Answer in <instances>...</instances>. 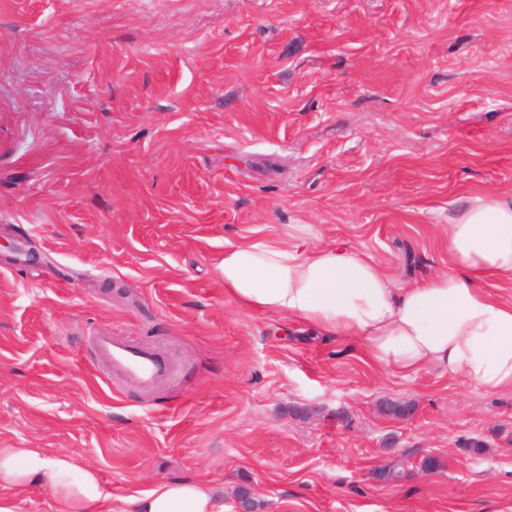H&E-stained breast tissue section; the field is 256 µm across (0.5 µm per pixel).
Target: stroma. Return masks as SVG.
<instances>
[{
	"label": "stroma",
	"instance_id": "obj_1",
	"mask_svg": "<svg viewBox=\"0 0 512 512\" xmlns=\"http://www.w3.org/2000/svg\"><path fill=\"white\" fill-rule=\"evenodd\" d=\"M486 192L512 0H0V447L74 452L117 510L203 479L224 512L242 483L258 512H512V394L224 295L225 245L290 224L414 284ZM104 329L177 380L111 377Z\"/></svg>",
	"mask_w": 512,
	"mask_h": 512
}]
</instances>
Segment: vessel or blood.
Returning <instances> with one entry per match:
<instances>
[{
	"label": "vessel or blood",
	"instance_id": "obj_1",
	"mask_svg": "<svg viewBox=\"0 0 512 512\" xmlns=\"http://www.w3.org/2000/svg\"><path fill=\"white\" fill-rule=\"evenodd\" d=\"M97 358L102 359L115 377L132 380L151 388L158 379H176L177 368L155 348L127 342L111 333L92 338Z\"/></svg>",
	"mask_w": 512,
	"mask_h": 512
}]
</instances>
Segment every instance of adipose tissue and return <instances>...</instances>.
<instances>
[{"label":"adipose tissue","instance_id":"1","mask_svg":"<svg viewBox=\"0 0 512 512\" xmlns=\"http://www.w3.org/2000/svg\"><path fill=\"white\" fill-rule=\"evenodd\" d=\"M309 232L292 224L282 238L225 246V294L321 335L362 341L371 362L392 373L437 367L484 393H512V303L484 289L512 280V194L461 205L445 227L447 270L407 288L354 247L308 245ZM35 487L51 493L53 512H114L111 489L72 452L0 448V512H17ZM122 512H224V493L207 481H164L125 498Z\"/></svg>","mask_w":512,"mask_h":512}]
</instances>
